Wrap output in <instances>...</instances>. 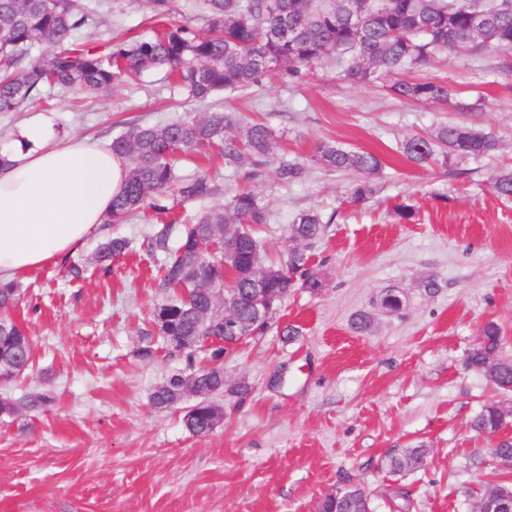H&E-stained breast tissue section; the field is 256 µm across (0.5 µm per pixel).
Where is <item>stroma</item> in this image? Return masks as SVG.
Returning a JSON list of instances; mask_svg holds the SVG:
<instances>
[{"mask_svg":"<svg viewBox=\"0 0 512 512\" xmlns=\"http://www.w3.org/2000/svg\"><path fill=\"white\" fill-rule=\"evenodd\" d=\"M93 4L96 22L82 41L103 47L153 36L143 0ZM412 75L447 83L451 101H400L383 85L351 84L332 60L298 83L272 80L210 100L211 109L268 125L281 138L280 157L306 168L290 185L255 188L269 214L260 234L268 259L285 257L286 229L301 211L333 219L312 251L322 291L292 292L277 325L225 353V378L245 380L252 392L241 404L216 397L224 420L210 435H192L182 410L152 403L154 390L186 361L140 354L152 308L170 295L142 242L166 224L178 245L183 226L173 214L223 204L236 177L222 162L203 158L184 171L209 178V197L176 193L169 212L148 208L108 225L105 235L130 243L110 270L92 261L96 235L69 260L18 281L14 314L35 363L0 381V395L16 403L0 415V512H316L347 478L367 491L371 512H391L399 488L411 493L409 512H474L496 462L493 437L472 433L469 423L489 403H512L465 366L490 321L502 330L503 356L512 358V198L489 184L512 163V50L452 49ZM200 110L153 71L94 97L47 90L0 114V141L35 116L66 136L112 139L131 123L163 125ZM446 123L491 130L502 147L451 168L418 166L398 152L405 138ZM323 142L381 156L373 199L351 203L356 173L314 163ZM402 202L414 216L401 224L392 209ZM430 276L442 284L434 295L422 287ZM391 287L405 298L396 313L379 303ZM363 310L373 326L357 333L350 319ZM289 323L302 331L292 344L279 334ZM32 393L47 395V403L29 407ZM420 444L423 468L386 471L387 452Z\"/></svg>","mask_w":512,"mask_h":512,"instance_id":"1","label":"stroma"}]
</instances>
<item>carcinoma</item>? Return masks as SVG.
<instances>
[{"instance_id": "cac0c4a2", "label": "carcinoma", "mask_w": 512, "mask_h": 512, "mask_svg": "<svg viewBox=\"0 0 512 512\" xmlns=\"http://www.w3.org/2000/svg\"><path fill=\"white\" fill-rule=\"evenodd\" d=\"M451 0H385L369 14L362 0H202L206 31L189 25L164 24L153 38L112 43L104 50L77 41L76 35L93 21L94 8L84 0H0V113L17 112L48 88H79L90 94L109 91L152 69L206 101L218 91H238L280 78L298 82L305 68L325 59L343 64L353 84L374 85L382 80L389 93L417 103L446 102L448 86L407 77L438 54L457 48L479 52L512 49V0H483L489 17L483 30L473 27L470 10L452 8ZM154 20L170 18L173 0H145ZM239 120L228 112H205L163 126L131 124L112 140V150L129 164L121 191L112 197L108 223H123L150 207L167 210L169 192L185 198L211 195L207 178H186L181 163L194 151L218 146L224 165L244 186L223 205L184 227L180 244L170 246L165 226L147 237L146 252L162 257L158 268L164 287L172 290L166 303L153 308L154 333H145L142 356L154 355V337L181 336L195 343L172 354L185 357L188 371L171 375L152 395L153 405L168 409L186 385L205 393H227L245 400L250 386L243 380H224V350L247 336H262L276 317L278 304L297 288L317 292L323 282L311 269L310 251L327 234L332 219L315 209L301 211L288 226L297 245L283 263L265 260L258 227L268 213L249 185L269 180L290 184L302 177L303 164L281 159L271 165L278 140L264 123H249L235 135ZM500 140L473 126L443 124L428 136L405 139L400 152L410 162L452 166L460 157L495 155ZM316 161L329 171L355 172L352 201L364 203L377 193L374 176L381 158L370 151L330 144L317 149ZM493 191L512 197V168L491 177ZM124 238L102 243L100 264L123 255ZM224 289V300L238 306L239 322L224 323L217 309L202 316L206 290ZM17 288L0 285V378L10 381L34 365L32 343L23 326L9 317ZM502 336L491 321L466 358V368L481 373L493 387L512 391V359L501 356ZM512 418L498 403L484 407L469 427L477 435H494ZM186 429L205 437L211 433L207 408L183 415ZM494 455L512 466V438L495 443ZM423 445L395 450L386 465L393 471L423 466ZM318 512H370V500L360 486L338 487L318 504Z\"/></svg>"}]
</instances>
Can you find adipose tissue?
Returning <instances> with one entry per match:
<instances>
[{
    "mask_svg": "<svg viewBox=\"0 0 512 512\" xmlns=\"http://www.w3.org/2000/svg\"><path fill=\"white\" fill-rule=\"evenodd\" d=\"M0 155V283H13L101 232L127 163L110 142L61 135L36 117Z\"/></svg>",
    "mask_w": 512,
    "mask_h": 512,
    "instance_id": "ef3b65f1",
    "label": "adipose tissue"
}]
</instances>
